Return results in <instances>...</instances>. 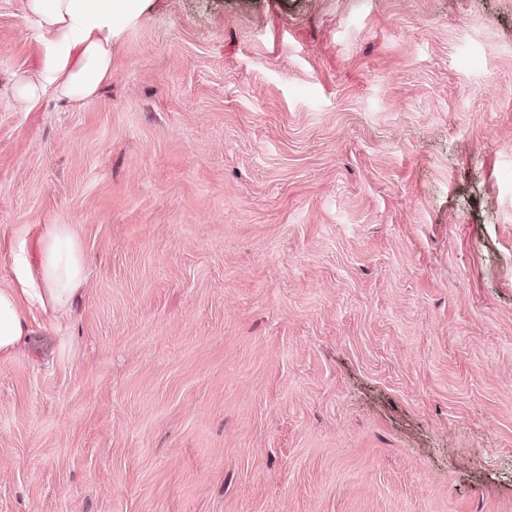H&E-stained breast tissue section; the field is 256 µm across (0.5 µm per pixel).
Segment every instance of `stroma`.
<instances>
[{"instance_id": "35a3bbf8", "label": "stroma", "mask_w": 512, "mask_h": 512, "mask_svg": "<svg viewBox=\"0 0 512 512\" xmlns=\"http://www.w3.org/2000/svg\"><path fill=\"white\" fill-rule=\"evenodd\" d=\"M0 0V512H512V0H152L112 76ZM84 276L83 253L71 226L46 224L36 273L21 263L15 286L0 289V357L12 355L34 336L25 303L37 304L44 311L66 308Z\"/></svg>"}]
</instances>
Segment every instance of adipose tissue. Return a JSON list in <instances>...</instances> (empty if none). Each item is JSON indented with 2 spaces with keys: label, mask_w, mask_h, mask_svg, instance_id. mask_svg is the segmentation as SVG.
<instances>
[{
  "label": "adipose tissue",
  "mask_w": 512,
  "mask_h": 512,
  "mask_svg": "<svg viewBox=\"0 0 512 512\" xmlns=\"http://www.w3.org/2000/svg\"><path fill=\"white\" fill-rule=\"evenodd\" d=\"M150 0H26L47 50L35 76L17 83L20 98L45 92L67 100L94 95L112 74V41L136 21ZM85 276L81 247L70 225H45L37 269L20 264L16 284L0 289V357L12 355L34 329L26 304L56 311L70 305Z\"/></svg>",
  "instance_id": "adipose-tissue-1"
}]
</instances>
